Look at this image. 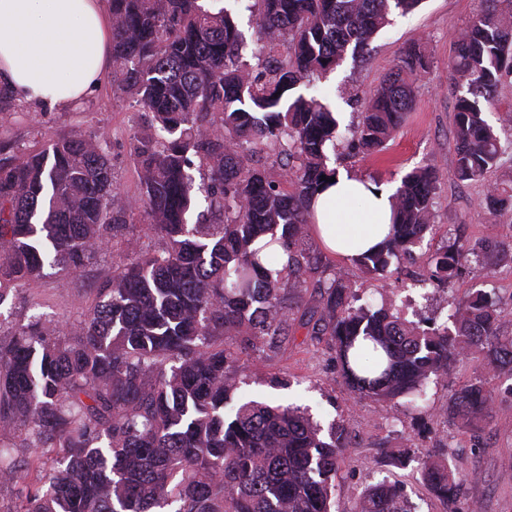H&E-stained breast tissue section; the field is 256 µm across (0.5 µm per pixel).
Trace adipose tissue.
<instances>
[{
	"instance_id": "adipose-tissue-1",
	"label": "adipose tissue",
	"mask_w": 512,
	"mask_h": 512,
	"mask_svg": "<svg viewBox=\"0 0 512 512\" xmlns=\"http://www.w3.org/2000/svg\"><path fill=\"white\" fill-rule=\"evenodd\" d=\"M109 15L108 0H0V83L19 100L71 110L108 70ZM311 212L322 247L350 259L388 234L392 191L340 170Z\"/></svg>"
}]
</instances>
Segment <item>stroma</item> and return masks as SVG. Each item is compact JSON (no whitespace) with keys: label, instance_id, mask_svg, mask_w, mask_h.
<instances>
[{"label":"stroma","instance_id":"35a3bbf8","mask_svg":"<svg viewBox=\"0 0 512 512\" xmlns=\"http://www.w3.org/2000/svg\"><path fill=\"white\" fill-rule=\"evenodd\" d=\"M480 0H424L413 14L394 17L372 42L363 58H346L317 82L314 91L331 101L343 124L358 122L361 96L369 93L397 63L410 43L421 42L428 54L429 69L419 80L415 103L384 151L375 156L338 154V168L363 179L397 186L401 176L415 166L430 164L442 179L436 195L437 222L415 258L403 262L388 278L376 280L363 274L353 263L337 260L336 266L356 281L363 297L380 303L395 297L405 307V316L420 324L443 323L453 303L474 290L495 293L502 307L512 310V263L501 262L493 274L483 276L463 271L445 291L423 295L410 281L420 274L429 255L452 242L456 228H463L470 240L512 243V215L494 216L482 205L484 186L460 184L450 172L455 156L452 123L455 97L450 87L448 60L459 30L479 11ZM39 117L41 126L32 129L30 120ZM141 118L128 101L114 95L110 81L67 112H43L15 97L0 101V155L11 157L31 148L34 131L49 137L77 131L103 137V147L115 172L122 194L135 198L139 181L130 154V135ZM124 248L114 240L107 251L96 254L78 271L60 274L49 270L46 277L29 282L10 293L0 304V329L43 315L71 326L83 321L92 310L100 284L112 275ZM241 385L242 398H257L283 405L307 408L321 426L344 421L350 447L336 477V512H353L367 485L387 479L403 483L416 512H446L422 482L416 464L383 466L385 451L413 443L423 448L452 446L454 465L472 473L460 499V508L477 504L481 512H512V386L499 383L495 389L490 420L480 430L465 432L447 424L444 411L450 387L471 380L475 370L461 361L445 380L429 381L426 408L416 412L405 403H354L325 344H292L271 357H251ZM285 377L287 386L273 387L271 375Z\"/></svg>","mask_w":512,"mask_h":512}]
</instances>
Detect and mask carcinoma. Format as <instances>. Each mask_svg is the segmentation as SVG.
<instances>
[{
  "instance_id": "1",
  "label": "carcinoma",
  "mask_w": 512,
  "mask_h": 512,
  "mask_svg": "<svg viewBox=\"0 0 512 512\" xmlns=\"http://www.w3.org/2000/svg\"><path fill=\"white\" fill-rule=\"evenodd\" d=\"M256 48L227 7L206 0H111L112 87L143 112L130 139L150 249L125 239L122 261L97 291L91 316L62 329L33 317L0 334V479L34 472L10 512H336L344 422L328 429L304 412L237 393L249 357L288 336L326 342L357 401L408 399L469 358L512 376V334L499 300L481 291L426 329L389 302H361L356 285L308 245L310 202L336 141L357 155L382 152L414 104L428 65L410 44L364 96L357 124L340 131L330 104L308 92L346 59L369 52L395 14L422 0H247ZM454 40L457 86L452 178L481 183L492 215L512 212V183L490 181L500 133L489 123L512 77V0H481ZM277 168V177L270 174ZM439 171L404 173L392 196L391 231L352 259L386 277L436 221ZM206 203L195 223L189 214ZM133 213L118 191L99 138L56 135L0 160V303L44 276L80 269L124 236ZM504 245L460 235L431 255L427 286L449 285L468 267L490 272ZM318 277L314 305L300 291ZM494 393L478 378L450 391L446 420L476 431ZM17 448H54L30 464ZM453 451L407 445L392 466L418 464L432 494L455 507L472 479ZM354 512H414L404 487H367Z\"/></svg>"
}]
</instances>
